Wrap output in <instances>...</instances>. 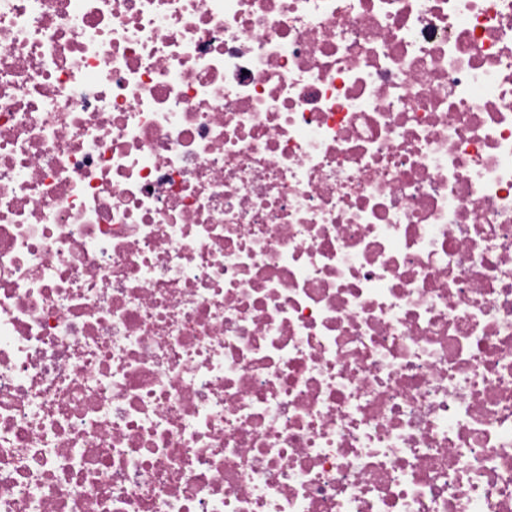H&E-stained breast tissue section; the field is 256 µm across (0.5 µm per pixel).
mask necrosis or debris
<instances>
[{
	"label": "necrosis or debris",
	"instance_id": "obj_1",
	"mask_svg": "<svg viewBox=\"0 0 512 512\" xmlns=\"http://www.w3.org/2000/svg\"><path fill=\"white\" fill-rule=\"evenodd\" d=\"M0 512H512V0H0Z\"/></svg>",
	"mask_w": 512,
	"mask_h": 512
}]
</instances>
